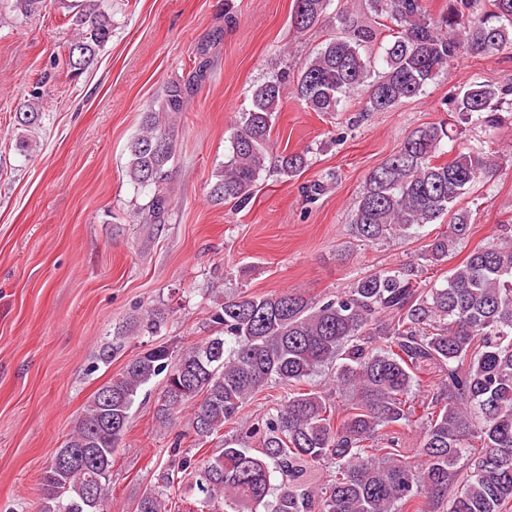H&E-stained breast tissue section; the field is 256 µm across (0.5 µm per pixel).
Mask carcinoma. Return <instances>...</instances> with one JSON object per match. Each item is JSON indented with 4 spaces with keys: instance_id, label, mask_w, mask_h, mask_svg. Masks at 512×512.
<instances>
[{
    "instance_id": "carcinoma-1",
    "label": "carcinoma",
    "mask_w": 512,
    "mask_h": 512,
    "mask_svg": "<svg viewBox=\"0 0 512 512\" xmlns=\"http://www.w3.org/2000/svg\"><path fill=\"white\" fill-rule=\"evenodd\" d=\"M101 2L71 5L65 62L75 74L111 37L112 15ZM330 2L294 0L290 26L302 33L321 24ZM364 2L375 25L337 11L336 33L298 73L283 70L252 88L251 109L210 187L213 202L247 207L272 155L285 177L309 166L308 152L279 154L271 139L288 80L312 112H345L352 95L361 111L383 112L422 94L459 59H489L512 45V0H445L437 15L429 0ZM186 93L170 84L161 105L142 113L128 146L129 180L154 189L143 208L154 223L172 204L163 184L175 126L163 115L184 111ZM510 96L512 85L474 78L452 98L449 117L412 130L365 178L351 219L355 237L406 236L452 211L453 223L421 253L433 265L447 261L472 229L469 211L455 206L492 176L496 161L471 147L445 160L444 145L474 122L489 130L512 123V109H504ZM40 119L32 102L15 112L24 131ZM500 228L498 242L471 250L438 286L402 265L317 301L297 288L225 297L211 314L216 335L177 350L153 344L96 390L40 477L38 512H103L131 409L160 375L155 421L167 429L185 420L182 437L191 445L175 442L161 484L142 493L135 512H170V490L187 478L199 512H512V220ZM167 318L160 308L130 317L97 360L112 362L132 333L159 335ZM431 363L442 377L416 396ZM324 367L330 390L300 388ZM274 384L283 389L276 402L245 431L224 434ZM412 424L420 431L414 461L388 433ZM219 439L220 453L203 450ZM327 465L334 479L321 484L316 476Z\"/></svg>"
}]
</instances>
